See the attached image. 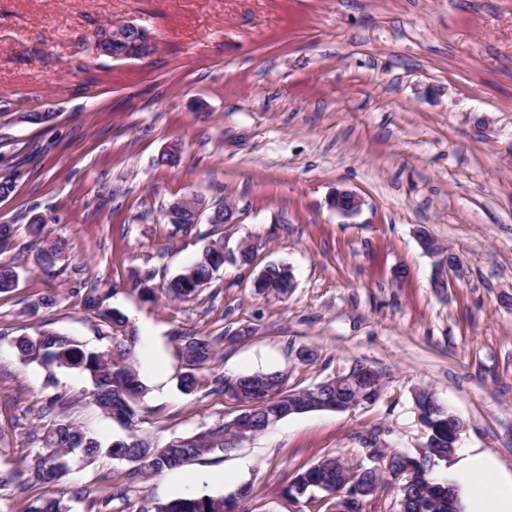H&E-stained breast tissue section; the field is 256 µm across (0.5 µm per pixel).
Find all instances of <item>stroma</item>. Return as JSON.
Listing matches in <instances>:
<instances>
[{"label": "stroma", "instance_id": "1", "mask_svg": "<svg viewBox=\"0 0 512 512\" xmlns=\"http://www.w3.org/2000/svg\"><path fill=\"white\" fill-rule=\"evenodd\" d=\"M119 20L147 26L155 53L79 49ZM40 112L52 120L32 121ZM172 148L177 163L159 164ZM4 180L14 188L0 224L15 233L0 260L19 282L0 294V471L21 473L38 430L60 419L121 435L85 375L60 370L48 387L13 347L51 330L110 346L109 325L83 306L92 287L137 330L146 391L134 435L150 445L230 420L223 375L281 371L292 390L359 362L384 389L145 480L105 454L53 485L21 474L0 490V512L63 493L72 512H139L194 474L200 494L250 485L245 512H326L283 495L291 476L325 456L357 459L370 433L416 448L420 387L465 422L459 449L494 461L488 483L512 477V0H0ZM340 186L365 200L354 218L327 205ZM192 193L232 204L236 223L176 230L164 210ZM35 216L67 245L55 266L39 260ZM421 226L461 261L445 291L431 284ZM246 242L252 264L225 263L191 301L165 293L208 245ZM280 262L295 288L257 297L254 278ZM49 294L55 305L40 307ZM201 336L220 343L187 395L181 350Z\"/></svg>", "mask_w": 512, "mask_h": 512}]
</instances>
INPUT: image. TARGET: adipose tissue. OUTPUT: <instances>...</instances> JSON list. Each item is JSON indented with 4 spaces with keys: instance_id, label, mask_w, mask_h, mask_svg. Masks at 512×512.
<instances>
[{
    "instance_id": "adipose-tissue-1",
    "label": "adipose tissue",
    "mask_w": 512,
    "mask_h": 512,
    "mask_svg": "<svg viewBox=\"0 0 512 512\" xmlns=\"http://www.w3.org/2000/svg\"><path fill=\"white\" fill-rule=\"evenodd\" d=\"M489 466L484 454L470 451L453 467L456 485L468 496L469 512H512V480L487 487Z\"/></svg>"
}]
</instances>
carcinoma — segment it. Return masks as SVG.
<instances>
[{"label": "carcinoma", "instance_id": "carcinoma-1", "mask_svg": "<svg viewBox=\"0 0 512 512\" xmlns=\"http://www.w3.org/2000/svg\"><path fill=\"white\" fill-rule=\"evenodd\" d=\"M42 227L43 223L38 221L30 224L31 233L40 246L42 261L54 266L65 255V243L42 236ZM217 248L215 244L205 249L199 260L165 284V292L177 300L192 299L224 265V254ZM18 281L15 267L0 262V293L14 290ZM267 290L288 293V273L278 267L270 269L258 295H264ZM83 306L109 323L112 328L110 347L90 349L70 336L44 331L35 336L19 337L15 342L18 356L26 363H37L47 369L76 370L85 374L91 381L90 396L97 406L112 417L124 418L125 428L131 430L139 421V402L146 389L139 370L136 329L120 310L102 309L95 288L84 294ZM217 344V339L207 337L194 338L184 344L185 371L180 376V387L184 392L191 393L197 388L199 372L212 360ZM280 376L279 371L255 373L239 376L236 382L241 393L250 396L263 392ZM427 420V438L440 449L448 447V408L442 406L428 411ZM226 426L224 422L190 437H180L170 448H154L143 441L133 444L131 435L105 442L80 425L59 420L41 435L42 451L30 467L36 480L52 484L70 470L73 461L91 463L106 453L115 460L137 463L138 474L147 478L176 469L189 460L222 451ZM445 464L447 460L437 457L424 461L428 482L414 483L398 490L404 512H444V495L438 492V487L447 486L450 480L436 477L435 470ZM82 493L83 490H76L69 499L38 497L27 506L26 512H71L70 500ZM216 507L224 512H235L238 500L226 501L222 495L210 494L178 496L153 503L145 500L139 512H214Z\"/></svg>", "mask_w": 512, "mask_h": 512}]
</instances>
